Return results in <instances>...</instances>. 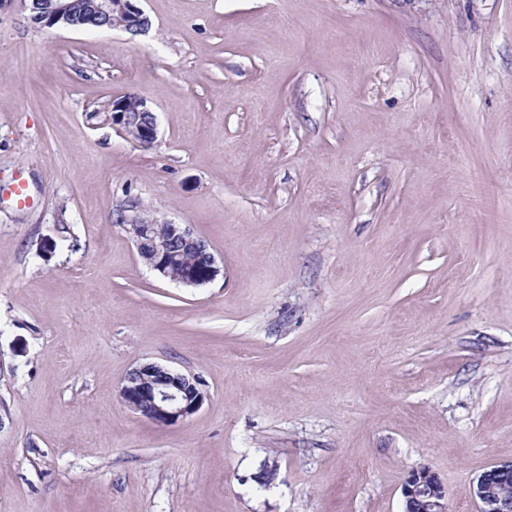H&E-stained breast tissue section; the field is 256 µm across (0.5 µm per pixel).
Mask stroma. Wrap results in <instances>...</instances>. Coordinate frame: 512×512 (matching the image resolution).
Returning a JSON list of instances; mask_svg holds the SVG:
<instances>
[{
    "label": "stroma",
    "instance_id": "obj_1",
    "mask_svg": "<svg viewBox=\"0 0 512 512\" xmlns=\"http://www.w3.org/2000/svg\"><path fill=\"white\" fill-rule=\"evenodd\" d=\"M139 5L134 36L0 0V512H402L420 466L478 512L512 460V0ZM131 205L216 278L148 270ZM146 363L202 407L134 413ZM112 112L113 123L120 125L133 141L145 146L156 141V117L145 99L128 96L113 99ZM121 223L127 224L134 229L133 239L140 259L148 268L156 272L160 277L182 285H195L200 280L195 270L186 269L180 276L173 275L171 271L179 273L183 267L193 266L199 273L205 274L208 269V264L204 257L201 254L196 253L188 254L183 258L173 260V265L170 270L168 242L171 241L178 243L182 246L183 250L200 249L207 251L209 256L210 276L206 282L214 280L219 273L216 257L210 251L207 242L200 239L198 236H195L187 227L168 222L161 223L153 218L142 217V214L138 211L128 217L122 218ZM155 224H168V235L166 237H160V243L156 246L153 252H140L137 239L142 234L154 233L156 230H161L160 227H154ZM120 394L132 411L161 425L192 416L206 398L198 377L157 363L134 368L124 379ZM512 482V462H499L481 473L473 485L480 512H512V497L501 492Z\"/></svg>",
    "mask_w": 512,
    "mask_h": 512
}]
</instances>
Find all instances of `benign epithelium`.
I'll return each mask as SVG.
<instances>
[{
	"label": "benign epithelium",
	"mask_w": 512,
	"mask_h": 512,
	"mask_svg": "<svg viewBox=\"0 0 512 512\" xmlns=\"http://www.w3.org/2000/svg\"><path fill=\"white\" fill-rule=\"evenodd\" d=\"M75 0H48L41 15L42 27L77 28L73 20ZM137 0H87V28L105 26L103 19L114 18V27L132 35L143 32L149 20L136 5ZM112 121L120 125L133 141L151 145L157 138L154 113L145 99L123 96L112 100ZM121 223L134 229L133 239L155 232L157 220L140 212L124 217ZM174 241L184 250H205L209 256V280L219 273L216 257L207 242L195 236L180 224H168V235L152 252H141L142 262L160 277L182 285L199 282L195 270L187 269L181 275L172 274L169 265L168 243ZM125 404L134 412L161 425H171L195 414L203 405L206 393L198 377L187 375L171 367L148 363L134 368L124 379L120 390ZM512 481V462H499L481 473L473 485L479 512H512V497L501 492ZM403 512H448L447 493L438 475L421 466L408 472L402 485Z\"/></svg>",
	"instance_id": "benign-epithelium-1"
}]
</instances>
